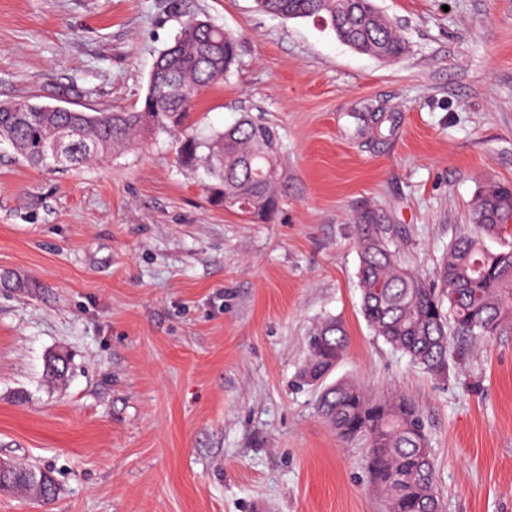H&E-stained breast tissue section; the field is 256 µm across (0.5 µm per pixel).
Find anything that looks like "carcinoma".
Listing matches in <instances>:
<instances>
[{
  "instance_id": "1",
  "label": "carcinoma",
  "mask_w": 512,
  "mask_h": 512,
  "mask_svg": "<svg viewBox=\"0 0 512 512\" xmlns=\"http://www.w3.org/2000/svg\"><path fill=\"white\" fill-rule=\"evenodd\" d=\"M255 3L258 10L282 19H318L341 43L382 60L399 59L407 51L404 37L374 0ZM199 21L187 17L179 37L158 54L141 108L64 112L19 100L15 111L0 112V141L34 167L66 171L109 151H133L146 134H172L180 161L204 162L215 179L205 187L213 204L271 220L287 193L277 127L243 115L205 134L190 122L195 97L224 81L237 62L236 38L214 24L199 28ZM472 221L474 230L449 246L428 279L406 264L392 226L378 223L371 211L357 218L363 317L375 336L433 375L448 374L451 337L475 343L512 321V185L485 186ZM487 238L504 241L502 249L490 250ZM347 345L342 320L319 321L309 335L301 380H324ZM67 370V359L53 355L45 376L60 381ZM318 407L340 438L366 440L373 484L388 512H439L435 462L414 403L401 396H372L349 380H338L323 389ZM0 491H25L50 501L56 486L38 466L12 462L0 471Z\"/></svg>"
}]
</instances>
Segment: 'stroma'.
<instances>
[{
  "label": "stroma",
  "mask_w": 512,
  "mask_h": 512,
  "mask_svg": "<svg viewBox=\"0 0 512 512\" xmlns=\"http://www.w3.org/2000/svg\"><path fill=\"white\" fill-rule=\"evenodd\" d=\"M375 3L399 60L255 0H0V103L138 108L186 16L223 27L238 64L191 119L273 123L288 183L258 222L211 204L167 134L64 172L0 144V460L57 487L0 512H384L365 441L298 379L328 316L349 334L332 379L423 414L442 512H512V325L447 376L414 366L361 313L354 222L379 214L429 277L483 187L512 184V0Z\"/></svg>",
  "instance_id": "stroma-1"
}]
</instances>
